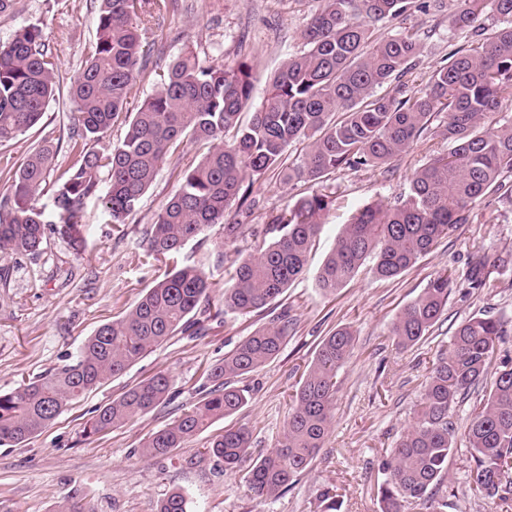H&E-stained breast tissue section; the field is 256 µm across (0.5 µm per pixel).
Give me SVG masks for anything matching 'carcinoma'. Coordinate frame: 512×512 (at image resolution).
I'll return each mask as SVG.
<instances>
[{
  "instance_id": "obj_1",
  "label": "carcinoma",
  "mask_w": 512,
  "mask_h": 512,
  "mask_svg": "<svg viewBox=\"0 0 512 512\" xmlns=\"http://www.w3.org/2000/svg\"><path fill=\"white\" fill-rule=\"evenodd\" d=\"M97 37L86 47V61L70 86V150L74 163L55 181L54 217L37 207L56 149L44 145L17 169L5 173L0 194V252L38 256L47 225H62L75 237L84 201L99 191L106 176L104 209L123 224L154 181L171 151L184 140L210 141L213 147L195 166L182 171L176 192L146 230L149 251L173 258L215 224L234 239L240 224L224 223L225 212L247 201L253 180L279 168L288 148L307 142L286 179L314 187L275 215V233L256 257L237 265L224 287V314L260 310L307 271L312 240L328 211L330 197L315 189L330 174L386 164L405 152L429 129L435 113L448 114L440 134L448 151L431 159L411 179L410 193L396 205L369 204L345 225L316 275L323 293L349 283L363 264L374 261L378 279H391L432 251L440 239L467 220L471 204L505 187L512 177V119L498 117L512 102V0H455L448 31L465 44L450 51L442 65L410 90L401 82L416 65L422 43L415 32L384 36L376 25L413 8L428 12L437 0H324L308 23L304 50L273 77L251 121L240 115L253 97L251 66L202 61L191 52L169 65L137 112L128 117L123 141L107 152L88 144L107 136L125 112L138 79L149 73V55L134 23L140 16L167 13L172 0H95ZM499 26L485 36L484 19ZM59 55L43 27L29 24L0 44V143L35 127L59 90ZM394 92L378 93L385 86ZM334 112L345 117L332 122ZM236 131L232 143L224 134ZM496 262L478 257L470 265L467 287L493 288ZM454 278L436 274L423 292L392 321L389 336L406 349L420 342L448 304ZM206 274L191 266L174 267L145 290L121 318L101 325L73 362L36 380L0 393V445H18L42 433L87 392L123 373L146 352L194 326V316L209 301ZM288 335V319L261 326L224 360L210 368L212 387L203 399L165 427L150 434L143 457H161L183 447L218 419L246 404L234 381L274 359ZM508 335L501 317L480 314L462 322L450 348L436 356L422 386L414 422L393 456L383 464L380 512H444L436 500L444 486L448 456L455 448L451 417L469 404L465 430L472 461L467 495L512 509V358H498ZM353 332L342 327L324 337L295 393L279 445L258 457L246 474L253 497L279 496L301 475L326 441L334 419L336 375L354 350ZM494 380L474 396L489 371ZM167 375L159 373L129 388L96 410L83 435L91 438L120 427L166 400ZM250 432L229 428L207 452L233 470L248 455ZM336 496L325 490L314 512H340ZM156 512H188L184 493L163 499Z\"/></svg>"
}]
</instances>
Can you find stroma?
<instances>
[{"mask_svg": "<svg viewBox=\"0 0 512 512\" xmlns=\"http://www.w3.org/2000/svg\"><path fill=\"white\" fill-rule=\"evenodd\" d=\"M321 6V0H177L164 19L145 25L143 42L152 49V74L136 83L129 110H136L169 64L189 50L219 64L250 63L252 103L260 105L273 74L288 57L303 51L302 34ZM453 7L454 0H443L442 11L409 12L381 26L386 35L423 32L414 80L431 74L460 45L445 19ZM38 22L62 62L61 91L37 126L0 144V171L17 167L50 140L57 147L53 172L58 175L73 161L68 81L81 71L85 49L96 38L97 6L93 0H16L12 11L0 14V43ZM444 121V116L435 117L430 133L388 164L328 176L321 190L332 203L313 240L307 273L258 313L221 316L224 286L239 260L258 255L270 242L267 215L286 209L308 193V186L284 183L277 172H267L252 188L253 215L233 208L226 216L227 223L242 227L235 240L224 241V231L216 225L175 259L147 254L144 231L178 187L175 168H187L204 157L209 150L204 142L188 140L178 146L125 224H112L100 198L93 196L84 204L81 244L51 232L38 258L0 257V267L8 272L0 281L1 393L72 362L99 326L122 317L172 265L206 273L213 285L209 309L214 313L204 334L171 337L125 373L70 405L38 436L0 446V512H57L67 500L94 512H155L157 503L175 490L186 494L189 512H312L326 489L340 500V512H379L382 463L413 421L438 350L447 347L457 326L472 316L489 311L512 321V202L495 194L482 197L472 206L467 223L396 278H376L365 265L344 288L326 295L317 288L315 276L359 209L376 201L394 205L405 199L415 171L447 151L448 143L439 134ZM483 254L498 263L496 287H463L471 262ZM444 270L459 280V288L452 290L425 339L411 349L397 348L388 337L393 319ZM283 316L291 329L279 355L238 381L248 392L241 411L215 421L171 455L141 456L139 449L151 433L204 396L211 365L255 329ZM339 326L354 332L355 347L337 373L333 429L287 493L257 502L245 483V469L225 470L206 447L225 427L241 425L251 432L252 456L276 447L300 379L320 341ZM160 372L170 378L167 401L122 427L83 437V427L96 409ZM469 465L467 448H455L445 482L450 494L447 512H496L492 502L467 496Z\"/></svg>", "mask_w": 512, "mask_h": 512, "instance_id": "35a3bbf8", "label": "stroma"}]
</instances>
